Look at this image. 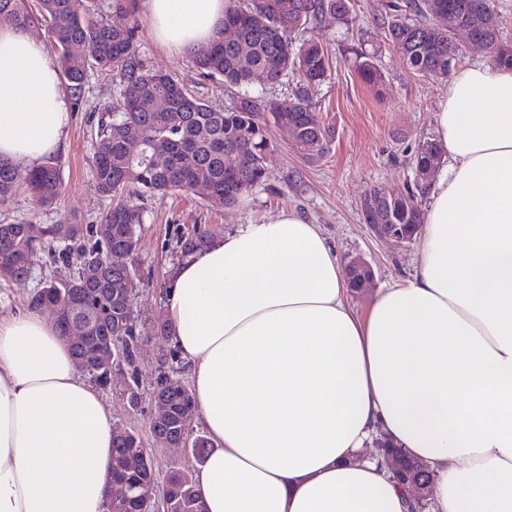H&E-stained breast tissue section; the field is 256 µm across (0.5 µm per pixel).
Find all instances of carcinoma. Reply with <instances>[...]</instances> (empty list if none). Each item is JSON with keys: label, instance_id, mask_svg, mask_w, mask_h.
<instances>
[{"label": "carcinoma", "instance_id": "obj_1", "mask_svg": "<svg viewBox=\"0 0 512 512\" xmlns=\"http://www.w3.org/2000/svg\"><path fill=\"white\" fill-rule=\"evenodd\" d=\"M137 0H106L95 5L87 0H0V24L28 27L49 18L50 47L60 75L75 101L82 99L92 74L112 77L120 87L112 100L102 105L109 116L99 124L95 139L92 174L100 194L111 204L102 223L112 225V238L102 244L81 224L71 226L68 244L59 229L48 228L43 237L28 236V225L0 223V276L16 278L32 273L42 248L58 252V259L71 267L65 279H44L30 297L28 306L40 309L52 305L82 303V320L93 323V338L71 346L74 357L83 361L90 381L107 388L110 373L97 361L95 337L110 336L112 345L122 350L121 364L135 369L140 336L132 302L109 280L137 281L135 266L113 268L106 265L110 252L135 254L143 211L133 194H164L208 189L214 206H230L267 181L266 158L272 147L274 127L294 129L292 150L308 165L327 156L333 132L319 116L310 89L327 76L330 68L325 46L307 36L329 17L348 21L346 0H228L224 27L233 39L206 47L195 58L205 77L224 81L229 103L220 106L197 96L169 71L146 65L135 41L134 27H116L108 14L135 17ZM412 15L389 17L388 35L407 67L424 77H446L458 49L452 34L465 27L485 41L493 64L512 68V43L500 38L501 17L491 0H415ZM367 84L378 82V72L370 58L356 65ZM265 75L270 86L285 83L288 75L299 78V88L287 100L273 99L252 91L253 80ZM440 149L433 140L417 147L414 156L416 188L425 190L429 177L439 165ZM29 193L38 203L49 206L63 192L60 166L47 163L22 171L0 162V205L18 193ZM362 209L366 224H420L421 206L413 191L382 198L379 188L370 189ZM163 375L153 395L166 400L172 418L159 426L166 438L182 436V390L186 385L176 377ZM192 455L202 462L210 440L191 433ZM138 434H114L112 472L130 456L142 454ZM150 460L123 474L125 512H143L139 486L154 481ZM167 512H204L191 471L174 470L168 477L163 498Z\"/></svg>", "mask_w": 512, "mask_h": 512}]
</instances>
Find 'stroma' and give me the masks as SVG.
<instances>
[{
    "label": "stroma",
    "instance_id": "1",
    "mask_svg": "<svg viewBox=\"0 0 512 512\" xmlns=\"http://www.w3.org/2000/svg\"><path fill=\"white\" fill-rule=\"evenodd\" d=\"M389 2L355 0L351 23L326 20L313 30L332 56L327 78L313 92L323 122L334 132L330 152L319 164L304 165L294 155L287 132L276 129L265 185L240 197L234 205L213 207L201 189L158 194L141 202L144 222L134 257L140 283L133 297V313L142 339L135 370H113L112 385L102 396L116 427L137 433L143 441L156 474L150 491L152 501L160 500L172 470L196 466L193 457L182 450L157 445L150 432L152 390L160 372L167 369L163 356L169 350L166 338L154 333V325L164 313L159 285L169 280L182 258L181 238L202 231L221 235L244 224L265 222L281 210H296L319 225L340 263L361 257L370 264V288L350 297L351 304L360 310L375 292L407 279L415 268L421 237L404 246L376 239L362 221L361 204L372 187L400 193L413 186V157L420 141L437 136L435 112L448 81L416 75L404 64L388 39L385 19ZM132 21L137 25V47L150 66L175 71L201 97L224 103L221 85L203 77L193 57L172 53L157 43L144 15H136ZM363 55L371 57L379 70L380 87L361 81L355 64ZM116 92V85L90 77L82 102L72 112L64 145L54 156L64 183L57 203L43 207L19 195L0 207V222L44 228L69 221L98 227L109 202L99 194L92 178L96 108ZM50 273L61 278L69 270L44 253L31 277L0 278V315L26 309L41 277ZM134 379L139 382L140 399L133 406L124 391Z\"/></svg>",
    "mask_w": 512,
    "mask_h": 512
}]
</instances>
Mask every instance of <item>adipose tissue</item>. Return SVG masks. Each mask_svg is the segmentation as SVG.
Returning <instances> with one entry per match:
<instances>
[{
  "label": "adipose tissue",
  "instance_id": "ef3b65f1",
  "mask_svg": "<svg viewBox=\"0 0 512 512\" xmlns=\"http://www.w3.org/2000/svg\"><path fill=\"white\" fill-rule=\"evenodd\" d=\"M227 0H143L154 39L195 55ZM412 275L350 304L333 246L284 210L208 238L164 292L195 420L206 512H407L374 463L385 436L435 470L432 512H512V70L456 69L435 114ZM70 107L45 40L0 25V157L58 152ZM112 413L40 310L0 317V512H107Z\"/></svg>",
  "mask_w": 512,
  "mask_h": 512
}]
</instances>
